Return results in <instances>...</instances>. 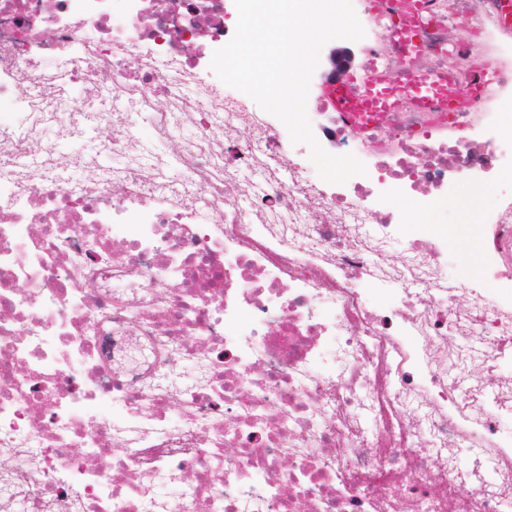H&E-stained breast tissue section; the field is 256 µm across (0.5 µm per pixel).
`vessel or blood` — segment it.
<instances>
[{"label":"vessel or blood","mask_w":512,"mask_h":512,"mask_svg":"<svg viewBox=\"0 0 512 512\" xmlns=\"http://www.w3.org/2000/svg\"><path fill=\"white\" fill-rule=\"evenodd\" d=\"M395 3L389 33L400 40L410 31L417 11L428 7L429 0H395ZM466 90L491 95V82L482 65L474 66L473 79L465 87L450 75L429 68L409 70L404 78L395 80L390 78L386 68L373 67L341 83H327L322 95L339 112L341 120L360 131L364 128L366 113L392 111L404 100L418 111H432L456 102Z\"/></svg>","instance_id":"obj_1"}]
</instances>
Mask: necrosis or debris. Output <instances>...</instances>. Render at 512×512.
Segmentation results:
<instances>
[{
  "label": "necrosis or debris",
  "mask_w": 512,
  "mask_h": 512,
  "mask_svg": "<svg viewBox=\"0 0 512 512\" xmlns=\"http://www.w3.org/2000/svg\"><path fill=\"white\" fill-rule=\"evenodd\" d=\"M358 2L361 68L397 77L469 71L446 33L498 8L435 0L409 54ZM236 22L233 0H0V512H512V378L490 372L512 342V43L480 117L403 105L360 132L315 71V136L367 168L339 185L211 71ZM89 133L70 178L59 145ZM481 184L490 288L442 235H401ZM462 448L489 462L464 488Z\"/></svg>",
  "instance_id": "1"
}]
</instances>
